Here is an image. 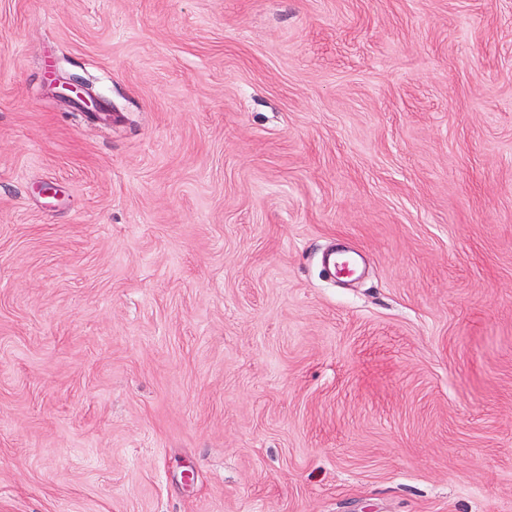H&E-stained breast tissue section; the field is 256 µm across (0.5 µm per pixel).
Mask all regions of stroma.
<instances>
[{
    "instance_id": "stroma-1",
    "label": "stroma",
    "mask_w": 512,
    "mask_h": 512,
    "mask_svg": "<svg viewBox=\"0 0 512 512\" xmlns=\"http://www.w3.org/2000/svg\"><path fill=\"white\" fill-rule=\"evenodd\" d=\"M0 512H512V0H0Z\"/></svg>"
}]
</instances>
